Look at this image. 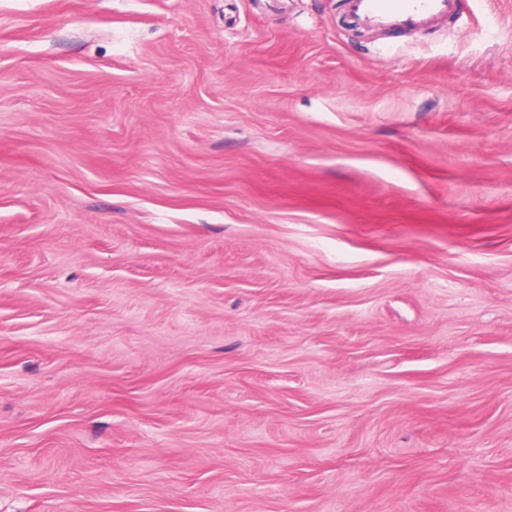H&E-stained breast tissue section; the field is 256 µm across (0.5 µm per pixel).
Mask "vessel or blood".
Instances as JSON below:
<instances>
[{
  "mask_svg": "<svg viewBox=\"0 0 512 512\" xmlns=\"http://www.w3.org/2000/svg\"><path fill=\"white\" fill-rule=\"evenodd\" d=\"M350 15L373 28L395 30L427 25L455 15L459 0H348Z\"/></svg>",
  "mask_w": 512,
  "mask_h": 512,
  "instance_id": "vessel-or-blood-1",
  "label": "vessel or blood"
}]
</instances>
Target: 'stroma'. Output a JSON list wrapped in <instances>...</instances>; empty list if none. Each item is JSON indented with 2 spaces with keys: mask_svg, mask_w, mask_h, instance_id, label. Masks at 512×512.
<instances>
[{
  "mask_svg": "<svg viewBox=\"0 0 512 512\" xmlns=\"http://www.w3.org/2000/svg\"><path fill=\"white\" fill-rule=\"evenodd\" d=\"M0 512H512V0H0ZM350 15L373 28L395 30L427 25L454 16L459 0H347Z\"/></svg>",
  "mask_w": 512,
  "mask_h": 512,
  "instance_id": "obj_1",
  "label": "stroma"
}]
</instances>
